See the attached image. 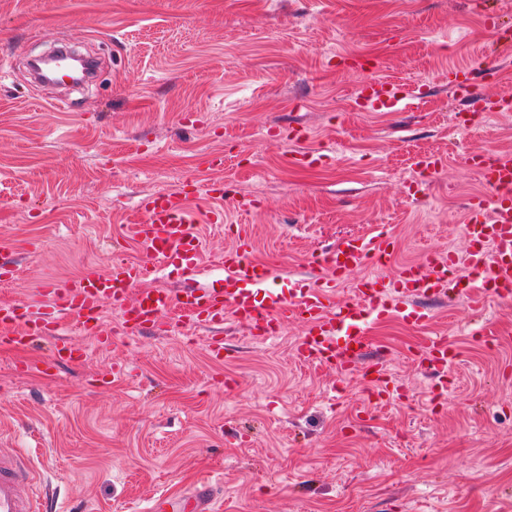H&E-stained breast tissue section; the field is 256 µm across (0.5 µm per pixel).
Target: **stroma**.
Listing matches in <instances>:
<instances>
[{
	"label": "stroma",
	"mask_w": 512,
	"mask_h": 512,
	"mask_svg": "<svg viewBox=\"0 0 512 512\" xmlns=\"http://www.w3.org/2000/svg\"><path fill=\"white\" fill-rule=\"evenodd\" d=\"M474 3L0 0V234L19 268L0 301L40 305L50 279L141 259L140 196L193 179L189 206L224 211L199 227L209 261L238 224L278 278L317 275L325 240L374 224L396 240L385 276L464 251L466 204L487 192L465 150L512 154V112L454 123L449 69L498 65L504 77L476 91L512 97V58L497 55ZM68 39L98 58L96 78L30 83V59ZM370 77L424 95L412 112L356 111ZM299 150L327 160L299 166ZM420 153L444 166L409 198ZM209 154L223 167L200 169ZM427 307L423 328L388 317L371 329L368 360L400 385L382 399L360 375L295 360L298 323L260 345L225 321L215 360L208 329L127 336L107 305L111 342L69 322L90 355L51 376L22 370L50 357L51 338L0 349V448L24 457L34 496L52 492L51 512H145L203 478L223 512H512V302L475 311L452 292ZM436 335L457 350L438 380L406 355Z\"/></svg>",
	"instance_id": "35a3bbf8"
}]
</instances>
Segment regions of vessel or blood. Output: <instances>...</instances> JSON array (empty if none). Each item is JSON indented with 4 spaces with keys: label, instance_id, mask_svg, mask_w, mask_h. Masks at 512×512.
<instances>
[{
    "label": "vessel or blood",
    "instance_id": "vessel-or-blood-1",
    "mask_svg": "<svg viewBox=\"0 0 512 512\" xmlns=\"http://www.w3.org/2000/svg\"><path fill=\"white\" fill-rule=\"evenodd\" d=\"M481 65L448 72V86L468 97L474 108L491 113L512 106L506 98L491 99L474 94L477 75H488ZM416 93L395 92L379 81L364 84L353 98L361 112L409 111ZM467 159L490 196L473 198L464 219L467 248L463 253L432 252L422 263L402 266L395 276L366 275L362 269L373 258L388 260L395 252L393 236L379 225L365 235L340 238L321 253L319 276L286 279L273 287L269 266L251 258L252 237L247 226L236 229L235 240L219 258V271H212L203 257L197 222L186 204L194 193L193 183L145 195L138 203L143 214L133 225V235L144 253L140 260H114L106 270L87 269L76 278L50 281L41 293L47 311L0 303V347L23 348L36 339L53 340L55 356L78 362L86 352L66 329L67 320H77L80 331L99 343L109 341L100 314L105 303L121 309V328L134 334L152 325L192 329L219 325L230 319L248 328L253 339L266 341L281 334L288 322L304 328L295 350L305 365L332 370L339 376L363 371L389 389L380 362L365 363L370 347L372 322L399 316L412 327L423 326L429 315L420 306L423 298L437 297L465 283L464 294L472 305L482 296L512 299V156H496L485 163L481 154ZM174 269L191 285L181 290L155 286L157 272ZM349 284L350 295L337 299L336 290ZM412 356L425 368L440 372L454 359L447 337L432 336L414 347ZM32 473L14 454L0 453V512H41L42 506L29 494ZM188 501L191 512H217L211 482L199 481Z\"/></svg>",
    "mask_w": 512,
    "mask_h": 512
}]
</instances>
